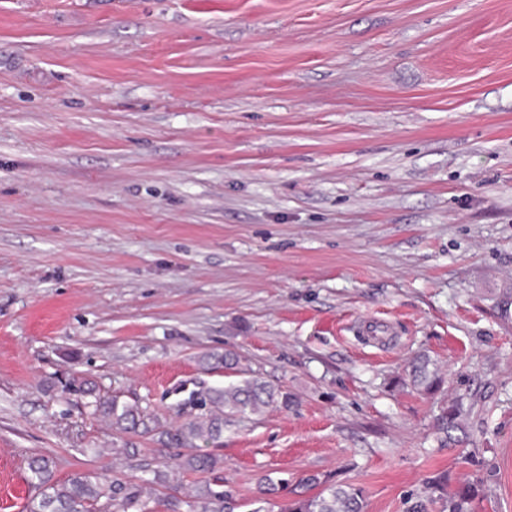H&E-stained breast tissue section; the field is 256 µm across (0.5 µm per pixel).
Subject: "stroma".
<instances>
[{
    "label": "stroma",
    "mask_w": 512,
    "mask_h": 512,
    "mask_svg": "<svg viewBox=\"0 0 512 512\" xmlns=\"http://www.w3.org/2000/svg\"><path fill=\"white\" fill-rule=\"evenodd\" d=\"M250 377L290 404L225 418L232 512H512V0H0V512L40 455L189 512L68 386L182 423ZM289 512H363V493L354 486L330 487L321 493L296 500ZM480 496L479 489L463 486L448 494V512H475L473 503Z\"/></svg>",
    "instance_id": "1"
}]
</instances>
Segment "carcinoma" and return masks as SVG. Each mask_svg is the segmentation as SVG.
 Wrapping results in <instances>:
<instances>
[{
	"label": "carcinoma",
	"instance_id": "1",
	"mask_svg": "<svg viewBox=\"0 0 512 512\" xmlns=\"http://www.w3.org/2000/svg\"><path fill=\"white\" fill-rule=\"evenodd\" d=\"M428 362L412 365L411 376L426 389L437 379L430 376ZM84 394L91 414L109 419L124 431L149 434L158 430L147 408L129 403L117 396L100 394L91 385ZM288 405V395L265 382L246 380L242 385L215 388L207 392L200 402L201 413L169 429L158 430L166 444L186 449L179 458L178 468L185 472L209 475L195 489L191 512H224V461L219 456L196 451V441L202 440L216 447L224 438V417L234 414H257L276 404ZM31 484L37 494L30 499L25 512H151V497L142 495V486L128 487L108 478L100 480L89 474H75L59 484L53 480L52 462L45 456L31 460ZM479 489L463 486L448 493V512H475L474 502ZM288 512H363L362 490L354 486L330 487L321 493L296 500Z\"/></svg>",
	"mask_w": 512,
	"mask_h": 512
}]
</instances>
